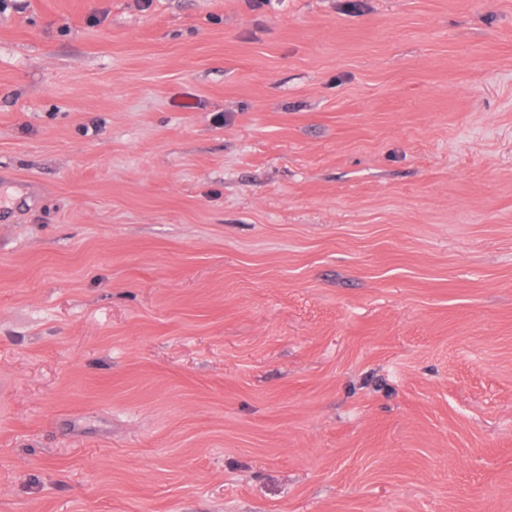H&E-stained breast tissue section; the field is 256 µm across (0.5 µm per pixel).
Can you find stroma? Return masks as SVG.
Returning a JSON list of instances; mask_svg holds the SVG:
<instances>
[{
    "label": "stroma",
    "instance_id": "stroma-1",
    "mask_svg": "<svg viewBox=\"0 0 512 512\" xmlns=\"http://www.w3.org/2000/svg\"><path fill=\"white\" fill-rule=\"evenodd\" d=\"M0 512H512V0H0Z\"/></svg>",
    "mask_w": 512,
    "mask_h": 512
}]
</instances>
